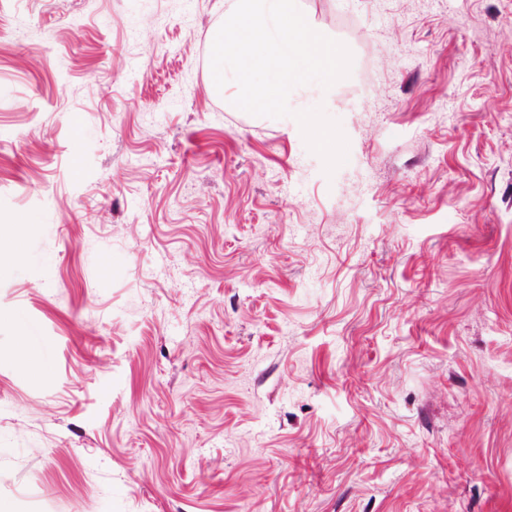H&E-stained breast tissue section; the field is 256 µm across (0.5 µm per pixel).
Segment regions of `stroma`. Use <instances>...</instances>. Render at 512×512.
Wrapping results in <instances>:
<instances>
[{"instance_id":"35a3bbf8","label":"stroma","mask_w":512,"mask_h":512,"mask_svg":"<svg viewBox=\"0 0 512 512\" xmlns=\"http://www.w3.org/2000/svg\"><path fill=\"white\" fill-rule=\"evenodd\" d=\"M298 5L330 175L224 0H0V512H512V0Z\"/></svg>"}]
</instances>
